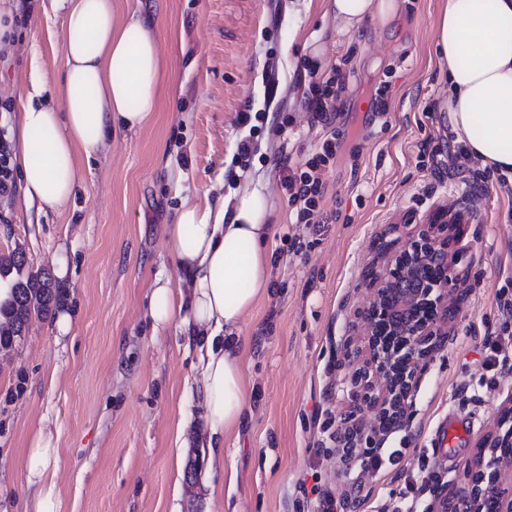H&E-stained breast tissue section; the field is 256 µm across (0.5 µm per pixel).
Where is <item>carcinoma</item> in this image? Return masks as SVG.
<instances>
[{
  "instance_id": "1",
  "label": "carcinoma",
  "mask_w": 512,
  "mask_h": 512,
  "mask_svg": "<svg viewBox=\"0 0 512 512\" xmlns=\"http://www.w3.org/2000/svg\"><path fill=\"white\" fill-rule=\"evenodd\" d=\"M23 253L13 251L0 257V280L5 282L6 296L0 299V323L7 328L0 330V348L8 350L22 338L32 315L46 314L59 304L62 290L53 286L46 275L23 272Z\"/></svg>"
}]
</instances>
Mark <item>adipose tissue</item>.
I'll return each instance as SVG.
<instances>
[{
    "mask_svg": "<svg viewBox=\"0 0 512 512\" xmlns=\"http://www.w3.org/2000/svg\"><path fill=\"white\" fill-rule=\"evenodd\" d=\"M62 16L63 97L41 103L43 86L26 96L19 116L13 163L26 204L38 211L67 207L83 179L82 160L97 158L113 131H136L160 105L167 66L156 24L143 9L117 18L112 0H53ZM347 28L366 19L387 21L400 0H333ZM437 54L448 75L452 130L469 156L498 174H512V0H442L437 14ZM267 203L256 193L235 204L184 202L169 227L168 248L186 290L155 277L149 302L153 330L176 326L195 349L192 388L202 408L182 416L176 447L197 425L209 460H224V435L250 412V392L240 355L239 322L272 284L273 234ZM58 440L38 431L27 450V480L38 488L34 512H62L49 475Z\"/></svg>",
    "mask_w": 512,
    "mask_h": 512,
    "instance_id": "obj_1",
    "label": "adipose tissue"
}]
</instances>
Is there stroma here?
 <instances>
[{
  "instance_id": "1",
  "label": "stroma",
  "mask_w": 512,
  "mask_h": 512,
  "mask_svg": "<svg viewBox=\"0 0 512 512\" xmlns=\"http://www.w3.org/2000/svg\"><path fill=\"white\" fill-rule=\"evenodd\" d=\"M23 1L27 22L0 41V101L14 106L0 126L11 138L35 75L49 80L46 103L61 97L60 18L50 0H0V12ZM439 3L404 0L395 18L347 31L331 0H113L118 15L155 16L173 93L149 126L108 137L64 210L27 208L18 193L0 200V256L22 250L33 274L54 272L59 246L71 258L63 301L0 351V512H30L25 456L41 430L58 439L51 471L63 512H312L315 487L345 501L361 467L334 441L351 411L341 339L367 301L380 243L405 242L410 223L451 202L470 219L448 316L455 337L424 373L409 419L386 437L383 453L400 450V461L371 470L358 507L429 512L436 485L458 478L512 396V194L476 159L448 168L455 135L437 61ZM314 65L346 74L331 128L303 104ZM382 86L389 110L376 116L370 100ZM330 134L342 146L314 229L298 223L282 178ZM246 192L266 199L268 249L279 258L270 295L240 322L253 414L224 438L234 476L206 488L183 472L206 456L196 427L185 449L173 448L181 414L199 412L194 351L177 327L152 331L149 285L160 274L185 286L167 246L183 201L216 206ZM63 313L74 323L61 336ZM451 413L474 425L441 469L432 439Z\"/></svg>"
}]
</instances>
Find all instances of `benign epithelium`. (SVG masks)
Listing matches in <instances>:
<instances>
[{"mask_svg":"<svg viewBox=\"0 0 512 512\" xmlns=\"http://www.w3.org/2000/svg\"><path fill=\"white\" fill-rule=\"evenodd\" d=\"M466 220L455 208L437 207L426 228L405 246L385 248L381 266L369 275V300L357 310L355 337H343L342 348L355 356L352 402L370 420L355 421L339 433L338 447L346 455L381 447L385 423L402 424L422 374L442 343L450 340L448 307L464 256L455 244ZM476 448L460 485L452 492L436 490L432 512H481L488 495L494 497L496 512H512V455L501 453L512 448V399L496 428Z\"/></svg>","mask_w":512,"mask_h":512,"instance_id":"7a95c632","label":"benign epithelium"}]
</instances>
